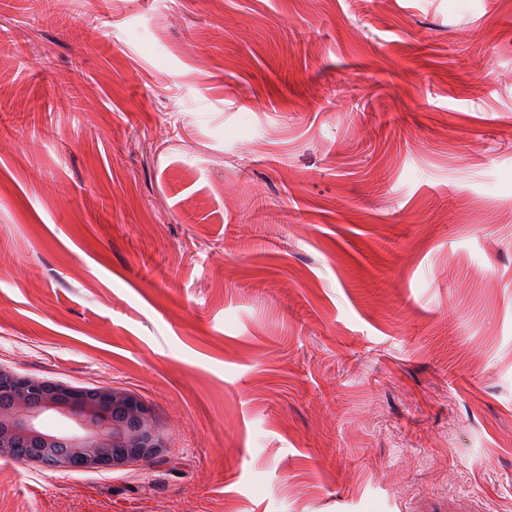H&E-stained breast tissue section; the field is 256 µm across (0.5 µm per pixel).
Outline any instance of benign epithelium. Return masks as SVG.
I'll use <instances>...</instances> for the list:
<instances>
[{"mask_svg":"<svg viewBox=\"0 0 512 512\" xmlns=\"http://www.w3.org/2000/svg\"><path fill=\"white\" fill-rule=\"evenodd\" d=\"M0 390L9 404L0 407V460L15 459L22 442L55 445L58 432L34 420L51 414L73 424L52 468L68 471L79 462L88 471L125 470L143 460H166L168 443L147 405L118 387L84 388L59 381L19 376L0 366Z\"/></svg>","mask_w":512,"mask_h":512,"instance_id":"benign-epithelium-1","label":"benign epithelium"}]
</instances>
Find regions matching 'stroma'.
I'll use <instances>...</instances> for the list:
<instances>
[{
  "instance_id": "35a3bbf8",
  "label": "stroma",
  "mask_w": 512,
  "mask_h": 512,
  "mask_svg": "<svg viewBox=\"0 0 512 512\" xmlns=\"http://www.w3.org/2000/svg\"><path fill=\"white\" fill-rule=\"evenodd\" d=\"M0 365L169 445L0 512H512V0H0Z\"/></svg>"
}]
</instances>
